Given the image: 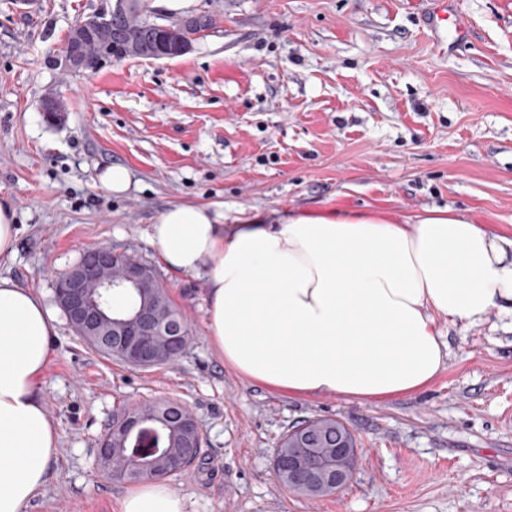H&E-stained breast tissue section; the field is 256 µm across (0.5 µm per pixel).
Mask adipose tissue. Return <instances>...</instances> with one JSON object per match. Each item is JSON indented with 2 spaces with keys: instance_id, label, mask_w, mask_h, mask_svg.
Segmentation results:
<instances>
[{
  "instance_id": "ef3b65f1",
  "label": "adipose tissue",
  "mask_w": 512,
  "mask_h": 512,
  "mask_svg": "<svg viewBox=\"0 0 512 512\" xmlns=\"http://www.w3.org/2000/svg\"><path fill=\"white\" fill-rule=\"evenodd\" d=\"M148 238L168 271L205 278L207 336L225 365L279 394L422 391L446 367L437 318L512 311V231L449 207L401 224L359 208L230 218L173 204ZM56 335L42 299L0 276V512H25L57 454L39 390ZM121 512H185V498L146 483Z\"/></svg>"
}]
</instances>
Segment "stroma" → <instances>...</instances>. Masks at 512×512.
Returning <instances> with one entry per match:
<instances>
[{"instance_id":"stroma-1","label":"stroma","mask_w":512,"mask_h":512,"mask_svg":"<svg viewBox=\"0 0 512 512\" xmlns=\"http://www.w3.org/2000/svg\"><path fill=\"white\" fill-rule=\"evenodd\" d=\"M113 0H0V202L18 226L0 275L54 308L44 370L59 451L26 512H120L129 485L96 469L122 409L174 400L203 452L166 483L186 512H512V319H442L448 360L425 390L383 401L277 394L211 347L206 280L169 273L147 238L172 204L256 211L377 208L400 223L451 206L512 227V0H455L466 43L437 49L427 0H191L213 26L186 54L97 73L52 61L69 29ZM65 103L60 121L40 108ZM121 165L120 195L101 181ZM107 246L153 264L193 329L176 360L139 369L84 343L54 300L58 276ZM342 421L362 450L349 483L312 499L280 484L282 435Z\"/></svg>"}]
</instances>
